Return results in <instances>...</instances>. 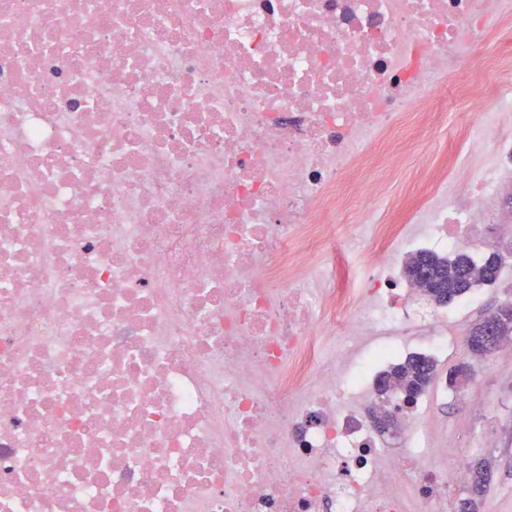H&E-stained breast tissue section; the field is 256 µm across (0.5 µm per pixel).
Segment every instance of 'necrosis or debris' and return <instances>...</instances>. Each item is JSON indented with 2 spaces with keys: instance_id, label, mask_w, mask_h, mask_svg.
<instances>
[{
  "instance_id": "necrosis-or-debris-1",
  "label": "necrosis or debris",
  "mask_w": 512,
  "mask_h": 512,
  "mask_svg": "<svg viewBox=\"0 0 512 512\" xmlns=\"http://www.w3.org/2000/svg\"><path fill=\"white\" fill-rule=\"evenodd\" d=\"M511 33L512 0H0V512H408L410 471L456 512L419 403L398 470L368 413L407 347L323 339L413 328L397 255L488 244ZM477 70L493 123L337 258V187Z\"/></svg>"
}]
</instances>
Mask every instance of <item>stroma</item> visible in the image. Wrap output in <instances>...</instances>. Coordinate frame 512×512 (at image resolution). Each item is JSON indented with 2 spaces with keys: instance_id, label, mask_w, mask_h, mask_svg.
I'll return each mask as SVG.
<instances>
[{
  "instance_id": "35a3bbf8",
  "label": "stroma",
  "mask_w": 512,
  "mask_h": 512,
  "mask_svg": "<svg viewBox=\"0 0 512 512\" xmlns=\"http://www.w3.org/2000/svg\"><path fill=\"white\" fill-rule=\"evenodd\" d=\"M404 137L418 141L437 163L448 162L460 150L455 126L417 132L404 130ZM410 159L388 157L381 168L365 176L358 189L344 192V213L358 206L381 204L383 192L419 193L409 179ZM343 215L336 218V239L346 242L352 227ZM512 301V267L502 268L496 282L471 293L466 310L448 320V353L438 369L447 372L466 355L465 338L473 324L488 315L496 304ZM474 382L459 387V395L468 397L461 404L457 397L435 400L424 409L421 422L430 443L428 453L445 469H452L458 455H467L470 463L489 464L492 478L480 503V512H512V354L491 355L475 366ZM479 450H471V442Z\"/></svg>"
}]
</instances>
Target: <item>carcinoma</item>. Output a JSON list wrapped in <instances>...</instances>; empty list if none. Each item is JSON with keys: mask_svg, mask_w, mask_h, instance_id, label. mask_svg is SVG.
<instances>
[{"mask_svg": "<svg viewBox=\"0 0 512 512\" xmlns=\"http://www.w3.org/2000/svg\"><path fill=\"white\" fill-rule=\"evenodd\" d=\"M502 268L500 255L491 253L482 263H477L466 253H457L452 257L442 256L429 251H420L409 255L404 265V275L414 281V271L421 268L431 276L448 274V300L452 303L456 298L465 295L476 285L486 283L485 273L490 266ZM498 319L502 329V340L512 341V305H506L498 311ZM436 362L424 355H412L405 361L392 366L383 373L381 379H393L403 387L415 390L419 395L426 391L432 382Z\"/></svg>", "mask_w": 512, "mask_h": 512, "instance_id": "carcinoma-1", "label": "carcinoma"}]
</instances>
